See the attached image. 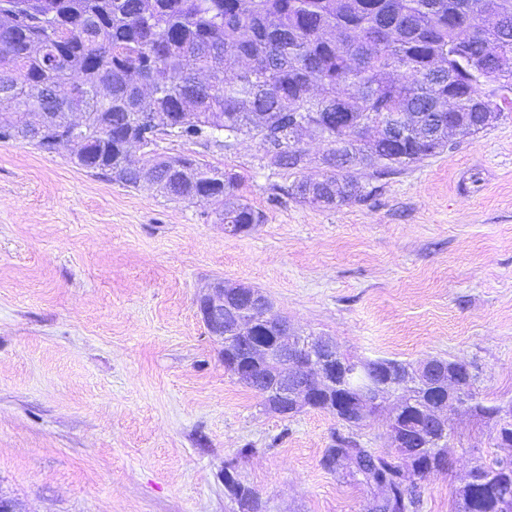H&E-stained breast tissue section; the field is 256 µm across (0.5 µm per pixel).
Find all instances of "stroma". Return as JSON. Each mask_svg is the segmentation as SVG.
<instances>
[{"mask_svg":"<svg viewBox=\"0 0 512 512\" xmlns=\"http://www.w3.org/2000/svg\"><path fill=\"white\" fill-rule=\"evenodd\" d=\"M159 150L235 170L263 224L231 235L207 202L0 142V494L20 512H240L229 462L264 512H365L321 465L336 418L265 410L225 371L196 307L217 282L355 356L466 362L483 398L512 400V112L337 208L275 197L251 139ZM451 425L453 467L420 480L415 512H453L493 453V422Z\"/></svg>","mask_w":512,"mask_h":512,"instance_id":"1","label":"stroma"}]
</instances>
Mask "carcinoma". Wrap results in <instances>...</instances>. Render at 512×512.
Wrapping results in <instances>:
<instances>
[{
  "mask_svg": "<svg viewBox=\"0 0 512 512\" xmlns=\"http://www.w3.org/2000/svg\"><path fill=\"white\" fill-rule=\"evenodd\" d=\"M512 90V0H0V141L35 137L40 112L68 121L84 142L82 165L127 188L147 187L192 203L205 194L229 233L252 232L263 215L239 194L241 178L196 156L156 153L162 137L205 141L231 152L258 141L261 168L281 176L307 169L303 137L325 145L321 177L274 186L325 207L366 202L372 180L451 149L475 135L472 104L486 87ZM453 96V117L439 103ZM316 123L307 134L292 129ZM152 170L146 179L137 151ZM410 362L376 358L351 375L336 360V391L309 408L353 429L363 379L400 389L397 417L413 430L407 448L378 451L333 434L323 468L367 488L368 512L386 490L392 512L420 502L418 479L395 464L414 459L447 471L454 442L422 420L424 390ZM264 407L287 415L279 388L260 381ZM489 418L501 405L475 391L467 405ZM498 479L486 481L488 473ZM473 496L453 512H512V457L492 456L470 471ZM243 512L259 497L227 486Z\"/></svg>",
  "mask_w": 512,
  "mask_h": 512,
  "instance_id": "1",
  "label": "carcinoma"
}]
</instances>
